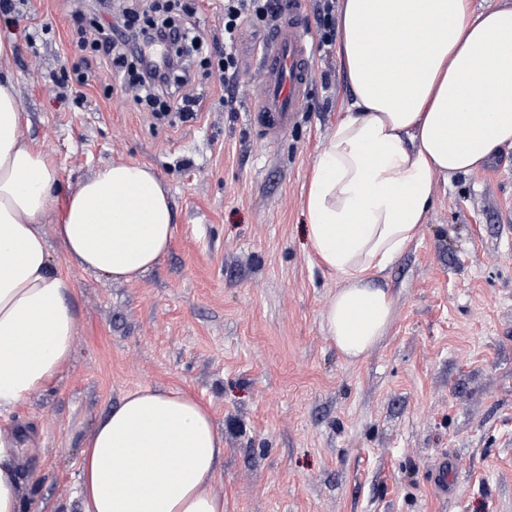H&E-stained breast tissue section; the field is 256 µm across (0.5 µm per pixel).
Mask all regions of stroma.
<instances>
[{"instance_id": "obj_1", "label": "stroma", "mask_w": 512, "mask_h": 512, "mask_svg": "<svg viewBox=\"0 0 512 512\" xmlns=\"http://www.w3.org/2000/svg\"><path fill=\"white\" fill-rule=\"evenodd\" d=\"M110 14L106 0L0 13L23 135L50 153L63 192L112 161L144 163L175 224L156 267L117 283L69 260L58 214L44 219L78 334L59 375L0 416L32 433L25 512H81L73 490L94 425L143 384L210 408L224 512H512V149L437 177L418 239L375 278L394 297L391 329L347 363L321 323L341 282L301 230L314 159L351 96L336 47L319 51L304 111L271 143L251 122L254 66L242 65L228 112L216 58H193L203 95L194 117L170 124L120 79L80 85L75 63L97 53L79 32ZM443 458L455 466L447 496L430 478Z\"/></svg>"}]
</instances>
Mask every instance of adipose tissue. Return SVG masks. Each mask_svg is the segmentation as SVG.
I'll use <instances>...</instances> for the list:
<instances>
[{
    "mask_svg": "<svg viewBox=\"0 0 512 512\" xmlns=\"http://www.w3.org/2000/svg\"><path fill=\"white\" fill-rule=\"evenodd\" d=\"M338 59L351 85L316 157L304 215L311 250L342 282L321 317L354 363L394 315L384 271L418 237L437 175H469L512 147V5L343 0ZM48 153L22 133L19 91L0 75V413L70 360L78 320L42 220L58 201ZM56 234L79 266L133 283L168 251L173 214L149 166L115 161L67 197ZM24 432L0 426V512H22ZM224 437L179 390L141 385L97 421L81 457L83 512H224L213 485Z\"/></svg>",
    "mask_w": 512,
    "mask_h": 512,
    "instance_id": "obj_1",
    "label": "adipose tissue"
}]
</instances>
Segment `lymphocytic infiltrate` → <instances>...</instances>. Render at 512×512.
Listing matches in <instances>:
<instances>
[{
  "instance_id": "f902f5d3",
  "label": "lymphocytic infiltrate",
  "mask_w": 512,
  "mask_h": 512,
  "mask_svg": "<svg viewBox=\"0 0 512 512\" xmlns=\"http://www.w3.org/2000/svg\"><path fill=\"white\" fill-rule=\"evenodd\" d=\"M152 9L153 0H129L111 22L97 24L87 37L105 66L117 68L135 61L128 91L137 104L154 115L165 117L185 111L188 102L195 99L189 70L174 68L165 43L185 45L196 54L206 51L207 40L190 15L168 30L160 26L143 29L131 26L133 17L150 13ZM281 11V6L275 5L273 0H224V52L217 62V76L225 90V111H236L239 105L235 83L239 73L237 44L241 32L251 28L272 34Z\"/></svg>"
}]
</instances>
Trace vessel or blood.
Listing matches in <instances>:
<instances>
[{"mask_svg":"<svg viewBox=\"0 0 512 512\" xmlns=\"http://www.w3.org/2000/svg\"><path fill=\"white\" fill-rule=\"evenodd\" d=\"M300 2L288 0L274 35L253 57L263 79L254 95L252 120L270 142L303 111L316 62V46L306 34L308 25Z\"/></svg>","mask_w":512,"mask_h":512,"instance_id":"b4317fda","label":"vessel or blood"}]
</instances>
